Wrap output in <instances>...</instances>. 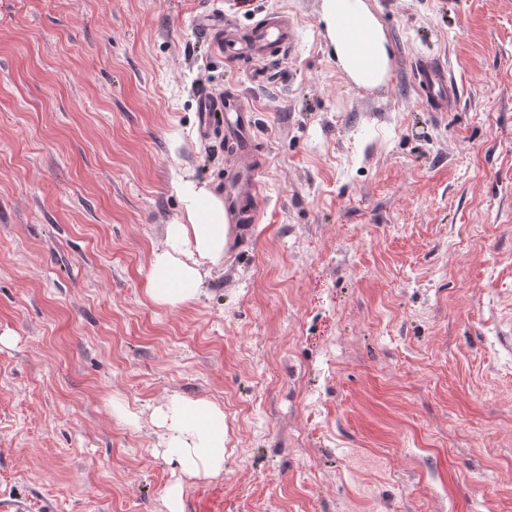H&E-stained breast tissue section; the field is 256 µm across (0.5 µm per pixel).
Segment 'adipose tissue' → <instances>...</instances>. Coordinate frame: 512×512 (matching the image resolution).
Wrapping results in <instances>:
<instances>
[{"instance_id":"adipose-tissue-1","label":"adipose tissue","mask_w":512,"mask_h":512,"mask_svg":"<svg viewBox=\"0 0 512 512\" xmlns=\"http://www.w3.org/2000/svg\"><path fill=\"white\" fill-rule=\"evenodd\" d=\"M337 62L361 87L387 76L390 48L365 0H324L321 17ZM185 217L168 225L165 242L154 251L146 292L157 304L179 306L195 300L204 263L224 255V203L193 182L182 186ZM162 431V455L181 474L216 477L224 470V412L204 399L173 398L155 408Z\"/></svg>"}]
</instances>
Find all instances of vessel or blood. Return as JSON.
Wrapping results in <instances>:
<instances>
[{"mask_svg":"<svg viewBox=\"0 0 512 512\" xmlns=\"http://www.w3.org/2000/svg\"><path fill=\"white\" fill-rule=\"evenodd\" d=\"M200 24L217 32L215 45L225 61L234 63L242 58L255 60L278 59L290 53L297 29L287 13L269 11L262 15L254 27L251 42L242 44L234 39L221 38L224 18L220 15L204 16ZM413 74L419 91L431 111H448L454 98L448 71L432 59H419L414 63ZM199 136H207L216 122H223L228 147L235 155L237 166L233 178L224 192V213L229 235H237L240 225L258 223L261 215L252 201L260 193V183L255 159L248 146L254 127V116L240 95L231 93L214 96L201 92L197 100Z\"/></svg>","mask_w":512,"mask_h":512,"instance_id":"1","label":"vessel or blood"}]
</instances>
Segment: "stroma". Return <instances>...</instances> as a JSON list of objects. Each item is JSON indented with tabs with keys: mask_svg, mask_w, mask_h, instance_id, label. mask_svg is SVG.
I'll return each instance as SVG.
<instances>
[{
	"mask_svg": "<svg viewBox=\"0 0 512 512\" xmlns=\"http://www.w3.org/2000/svg\"><path fill=\"white\" fill-rule=\"evenodd\" d=\"M366 2L372 89L323 0H0V501L167 512L177 483L181 512H512V0ZM266 11L298 42L258 66L195 24ZM201 89L254 111L263 218L171 307L146 279L181 185L221 194L231 166ZM173 397L223 410L220 476L157 454ZM321 21L337 62L361 87H376L387 76L390 48L365 0H324ZM413 74L423 100L433 112H447L454 92L445 66L432 59H417Z\"/></svg>",
	"mask_w": 512,
	"mask_h": 512,
	"instance_id": "obj_1",
	"label": "stroma"
}]
</instances>
